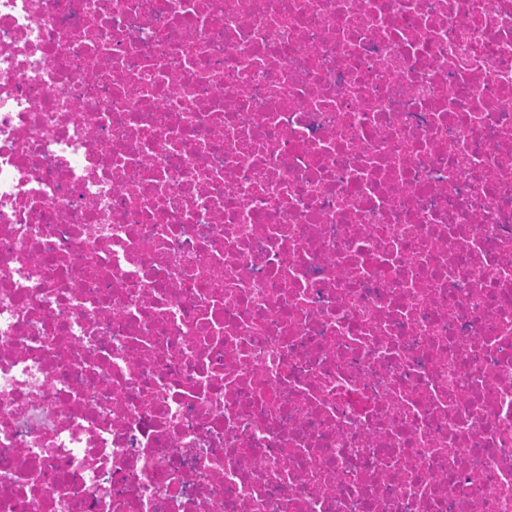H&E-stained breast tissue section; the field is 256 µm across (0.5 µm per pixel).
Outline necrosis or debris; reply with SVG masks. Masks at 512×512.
Masks as SVG:
<instances>
[{"mask_svg":"<svg viewBox=\"0 0 512 512\" xmlns=\"http://www.w3.org/2000/svg\"><path fill=\"white\" fill-rule=\"evenodd\" d=\"M0 512H512V0H0Z\"/></svg>","mask_w":512,"mask_h":512,"instance_id":"1","label":"necrosis or debris"}]
</instances>
